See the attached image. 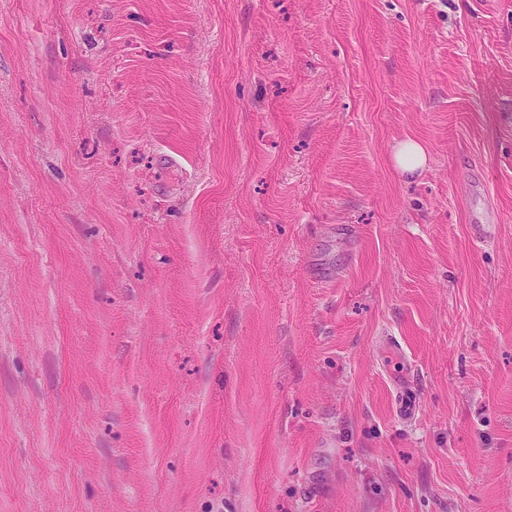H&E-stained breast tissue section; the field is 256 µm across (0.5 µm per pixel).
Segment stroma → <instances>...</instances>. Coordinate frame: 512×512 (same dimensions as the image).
Instances as JSON below:
<instances>
[{
  "label": "stroma",
  "instance_id": "35a3bbf8",
  "mask_svg": "<svg viewBox=\"0 0 512 512\" xmlns=\"http://www.w3.org/2000/svg\"><path fill=\"white\" fill-rule=\"evenodd\" d=\"M0 512H512V0H0ZM425 148L417 141L408 139L397 144L393 153L395 166L402 173L413 174L427 164Z\"/></svg>",
  "mask_w": 512,
  "mask_h": 512
}]
</instances>
